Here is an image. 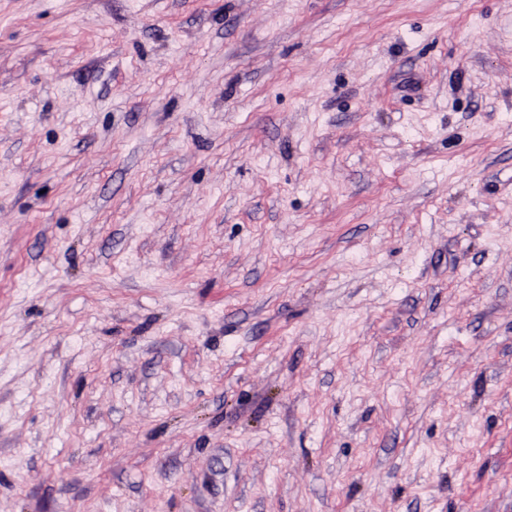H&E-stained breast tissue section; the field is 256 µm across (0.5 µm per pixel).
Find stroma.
<instances>
[{
  "mask_svg": "<svg viewBox=\"0 0 512 512\" xmlns=\"http://www.w3.org/2000/svg\"><path fill=\"white\" fill-rule=\"evenodd\" d=\"M0 512H512V0H0Z\"/></svg>",
  "mask_w": 512,
  "mask_h": 512,
  "instance_id": "obj_1",
  "label": "stroma"
}]
</instances>
